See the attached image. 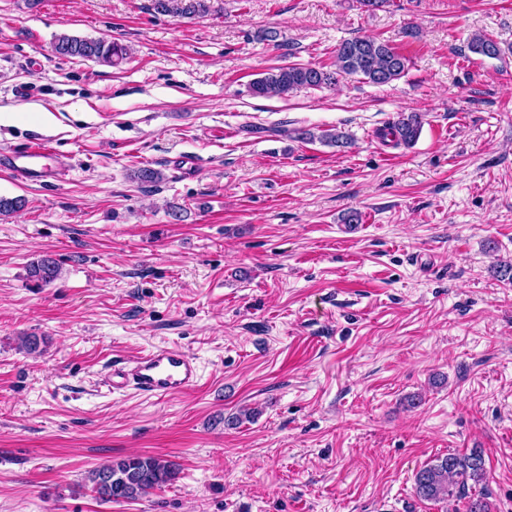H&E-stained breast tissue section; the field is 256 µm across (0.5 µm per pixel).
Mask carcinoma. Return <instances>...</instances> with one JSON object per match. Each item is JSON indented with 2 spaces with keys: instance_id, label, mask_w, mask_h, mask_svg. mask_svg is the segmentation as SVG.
Masks as SVG:
<instances>
[{
  "instance_id": "cac0c4a2",
  "label": "carcinoma",
  "mask_w": 512,
  "mask_h": 512,
  "mask_svg": "<svg viewBox=\"0 0 512 512\" xmlns=\"http://www.w3.org/2000/svg\"><path fill=\"white\" fill-rule=\"evenodd\" d=\"M56 53L81 59H95L113 64L127 56V48L115 41L89 39L63 34L57 37ZM470 49L487 57L498 55L499 47L490 37L479 34L472 38ZM408 68V59L389 42L375 38L355 37L342 41L334 55V69L316 66L288 65L276 68L255 79L250 86L258 97H283L302 88L336 86L347 76H360L376 85H387L400 79ZM423 116L418 112H401L388 128V134L410 147L422 130ZM303 139H319L334 146L344 144L341 132L324 130L319 135L309 131L300 133ZM133 178L142 184H156L163 180L161 171L141 167ZM25 207L21 197H0V216H10ZM27 278L37 286L48 285L60 277V263L41 256L26 268ZM179 474L176 464L155 456L132 455L104 463L88 476L92 491L107 501L137 500L150 492L173 483ZM486 478L484 458L474 449L468 454H453L438 459L420 469L414 477L416 495L422 500H444L461 492L470 481Z\"/></svg>"
}]
</instances>
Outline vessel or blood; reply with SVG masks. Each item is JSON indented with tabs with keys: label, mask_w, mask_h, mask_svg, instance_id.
<instances>
[{
	"label": "vessel or blood",
	"mask_w": 512,
	"mask_h": 512,
	"mask_svg": "<svg viewBox=\"0 0 512 512\" xmlns=\"http://www.w3.org/2000/svg\"><path fill=\"white\" fill-rule=\"evenodd\" d=\"M53 146L44 140L31 141L24 149L6 157L13 173L27 178L33 174L47 176L39 168L41 160L50 158ZM200 378L198 365L186 352L159 348L143 355L132 365L113 369L106 383L115 390L133 389L148 396L177 394L195 387Z\"/></svg>",
	"instance_id": "b4317fda"
}]
</instances>
